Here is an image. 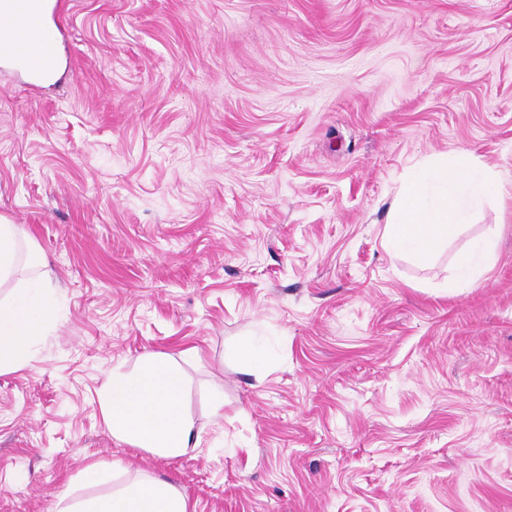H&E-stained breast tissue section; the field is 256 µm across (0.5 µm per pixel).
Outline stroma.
<instances>
[{"mask_svg": "<svg viewBox=\"0 0 512 512\" xmlns=\"http://www.w3.org/2000/svg\"><path fill=\"white\" fill-rule=\"evenodd\" d=\"M61 57L39 91L0 72V216L31 243L0 299L53 291L0 370V512L148 477L188 512H512V0H71ZM451 151L494 196L392 252ZM151 353L187 379L179 456L104 421ZM494 242L491 239L477 241L470 252L463 255L459 260V268L463 276H468L471 269L480 258L494 249Z\"/></svg>", "mask_w": 512, "mask_h": 512, "instance_id": "obj_1", "label": "stroma"}]
</instances>
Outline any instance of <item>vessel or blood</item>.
I'll list each match as a JSON object with an SVG mask.
<instances>
[{"label": "vessel or blood", "instance_id": "obj_1", "mask_svg": "<svg viewBox=\"0 0 512 512\" xmlns=\"http://www.w3.org/2000/svg\"><path fill=\"white\" fill-rule=\"evenodd\" d=\"M64 5L65 0H0V68L27 74L29 88H38L59 66ZM22 24L30 29L32 48L16 43Z\"/></svg>", "mask_w": 512, "mask_h": 512}]
</instances>
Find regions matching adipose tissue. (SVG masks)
<instances>
[{
  "label": "adipose tissue",
  "instance_id": "adipose-tissue-1",
  "mask_svg": "<svg viewBox=\"0 0 512 512\" xmlns=\"http://www.w3.org/2000/svg\"><path fill=\"white\" fill-rule=\"evenodd\" d=\"M497 184V172L465 152L445 154L434 164L418 168L392 206L391 249L428 258L443 238L468 223ZM52 316L49 291L19 288L10 299H1L0 368L24 362L32 340L43 334ZM183 396L179 366L151 356L132 374L113 376L104 420L119 440L159 455L179 456L195 434L194 423L183 410ZM80 512H187V504L173 486L142 479L81 504Z\"/></svg>",
  "mask_w": 512,
  "mask_h": 512
}]
</instances>
